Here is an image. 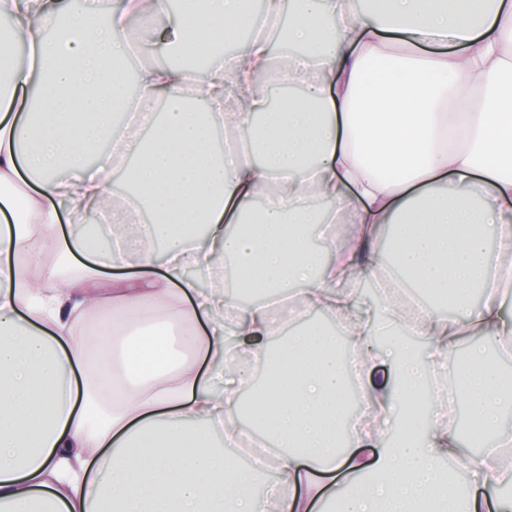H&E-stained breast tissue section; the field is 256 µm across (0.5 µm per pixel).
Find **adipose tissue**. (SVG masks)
<instances>
[{
	"label": "adipose tissue",
	"mask_w": 512,
	"mask_h": 512,
	"mask_svg": "<svg viewBox=\"0 0 512 512\" xmlns=\"http://www.w3.org/2000/svg\"><path fill=\"white\" fill-rule=\"evenodd\" d=\"M23 35L26 64L0 63V512H512V498L457 497L445 464L470 486L512 485V384L486 347L512 357V0H0ZM150 24L131 36L130 18ZM289 18L301 45L273 64L269 26ZM173 29L159 51L205 52L217 34L253 32L204 79L144 65L125 93L118 62L131 39ZM407 48L387 52L390 40ZM304 82L271 111L257 79ZM133 110L153 126L112 124ZM243 151L224 160L215 131ZM124 176L134 218L116 221L109 174ZM95 210L94 234L61 233ZM351 225L334 258L307 227ZM234 256L252 286L346 329L376 434L353 429L337 449L345 370L319 329L267 342L270 301L200 289ZM377 281L364 299L356 277ZM433 306L403 300L405 281ZM483 291L479 303L471 289ZM165 314L184 328L180 365L141 367L123 332ZM394 337L375 347L376 331ZM423 336L407 353L408 333ZM466 360L450 351L470 334ZM275 378L252 413L277 443L263 495L251 471L214 449L251 376ZM394 376L375 377L380 361ZM437 378L491 441L471 453L447 426L419 429L411 409ZM380 445V456L368 449Z\"/></svg>",
	"instance_id": "1"
}]
</instances>
